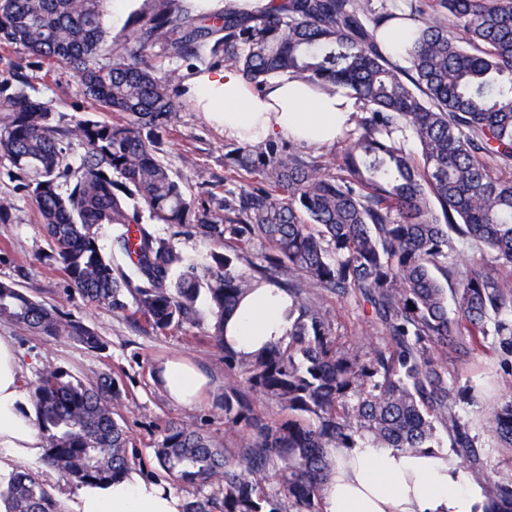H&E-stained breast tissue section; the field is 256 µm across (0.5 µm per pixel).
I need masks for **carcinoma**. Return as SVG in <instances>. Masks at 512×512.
<instances>
[{"label": "carcinoma", "instance_id": "1", "mask_svg": "<svg viewBox=\"0 0 512 512\" xmlns=\"http://www.w3.org/2000/svg\"><path fill=\"white\" fill-rule=\"evenodd\" d=\"M108 0H0V45L64 66L76 95L120 121L87 114L59 125L32 95L21 61L0 74V167L30 199L50 243L46 259L87 304L162 335L193 326L209 306L208 341L237 380L224 385L233 446L196 421L169 420L143 467L119 414L110 372L81 379L49 364L30 384L43 465L70 490L139 470L195 489L183 512H320L333 448H438L441 435L481 489L483 512H512V480L483 470L462 390L436 353L484 349L512 376V0H433L451 24L423 18V0H270L194 13L185 0H144L122 42L103 24ZM411 21L408 66L389 55V29ZM242 74L257 93L273 78L349 89L364 116L340 162L308 157L277 137L225 145L236 189L190 197L156 154L181 102L155 58L204 61ZM112 56L106 64L104 57ZM406 132L417 151L397 136ZM83 153L72 162L73 145ZM175 229L165 238L156 225ZM112 226L110 249L99 242ZM210 247L186 261L174 238ZM234 241L265 251L240 271L220 252ZM457 281L448 291L445 280ZM284 289L297 313L288 340L241 359L224 344V316L256 282ZM321 293L355 295L387 336L361 353L336 346ZM0 321L98 354L108 340L83 319L0 280ZM284 415L263 422L249 393ZM495 447L512 452V398L489 414ZM279 488H267L270 477ZM0 512H62L33 471L0 479Z\"/></svg>", "mask_w": 512, "mask_h": 512}]
</instances>
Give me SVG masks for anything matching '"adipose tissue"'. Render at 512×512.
<instances>
[{"instance_id":"adipose-tissue-1","label":"adipose tissue","mask_w":512,"mask_h":512,"mask_svg":"<svg viewBox=\"0 0 512 512\" xmlns=\"http://www.w3.org/2000/svg\"><path fill=\"white\" fill-rule=\"evenodd\" d=\"M189 95L224 128L227 138L259 144L286 135L317 148L333 145L354 124L359 101L346 90L317 89L279 78L253 93L241 74L220 68L191 78ZM287 293L270 283L257 286L225 319L224 342L248 357L286 340L292 320ZM23 364L12 337L0 334V474L30 470L44 452L35 426ZM157 377L174 401L194 403L207 384L192 366L171 361ZM336 467L321 492V512H479L478 494L466 487L446 455L377 448L363 442L336 448ZM68 512H182L183 499L166 483L132 471L106 487L66 494Z\"/></svg>"}]
</instances>
